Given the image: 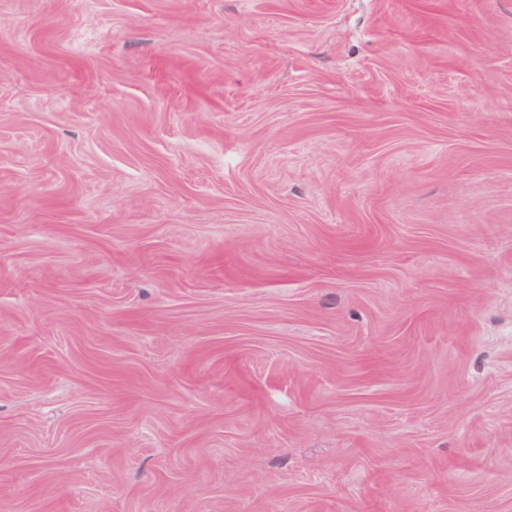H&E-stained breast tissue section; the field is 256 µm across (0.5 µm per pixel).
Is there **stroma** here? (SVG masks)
<instances>
[{"label": "stroma", "instance_id": "stroma-1", "mask_svg": "<svg viewBox=\"0 0 512 512\" xmlns=\"http://www.w3.org/2000/svg\"><path fill=\"white\" fill-rule=\"evenodd\" d=\"M0 512H512V0H0Z\"/></svg>", "mask_w": 512, "mask_h": 512}]
</instances>
